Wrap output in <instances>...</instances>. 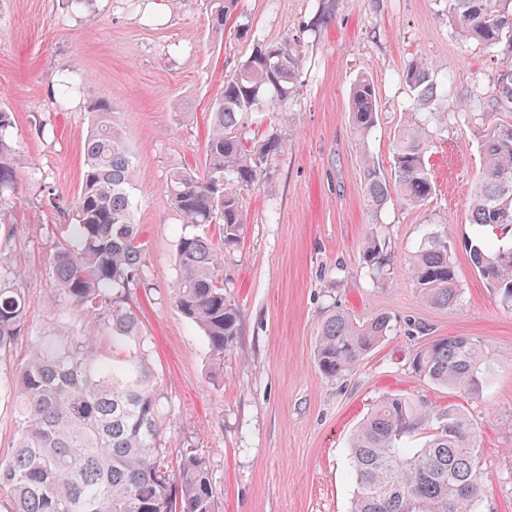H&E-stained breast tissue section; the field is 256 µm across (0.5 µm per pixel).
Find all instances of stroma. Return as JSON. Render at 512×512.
Wrapping results in <instances>:
<instances>
[{"instance_id": "35a3bbf8", "label": "stroma", "mask_w": 512, "mask_h": 512, "mask_svg": "<svg viewBox=\"0 0 512 512\" xmlns=\"http://www.w3.org/2000/svg\"><path fill=\"white\" fill-rule=\"evenodd\" d=\"M239 0L223 35L209 25L208 0H94L68 11L62 0H0V108L13 114L24 165L0 224L15 248L9 264L29 270L28 334L10 354L21 364L35 336H63L72 318L45 305L49 261L65 231V206L81 189L90 103L114 102L136 166L135 220L147 284L135 302L152 340L151 364L164 396L167 461L185 449L209 464L215 512H350L352 432L379 398L397 394L467 418L482 451L485 490L478 512H512V307L478 275L469 248L478 236L468 204L482 171L479 130L512 122L496 101L502 52L461 36L447 0ZM254 34L243 40L237 21ZM301 38L303 61L287 113L260 104L245 120L253 144L282 139L262 163L257 187L243 191L247 224L224 254V292L239 313L238 334L215 359L172 301L182 226L166 188L175 168L204 165L210 107L224 77L249 57L254 40ZM435 70L456 120L432 122L415 109L403 71L413 58ZM84 79L66 106L57 80ZM369 77L378 121L365 138L351 125L349 92ZM427 127L426 165L435 185L424 205L392 194L378 216L364 202L365 156L388 168L401 125ZM445 231L453 245L462 299L440 309L407 280L409 256L424 236ZM385 244L372 277L360 244L369 231ZM342 310L357 321L385 313L394 333L333 378L316 366L319 327ZM429 327V335L416 325ZM471 336L486 351L482 391L466 395L417 375L415 350L427 339Z\"/></svg>"}]
</instances>
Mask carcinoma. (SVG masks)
Returning a JSON list of instances; mask_svg holds the SVG:
<instances>
[{"label":"carcinoma","instance_id":"carcinoma-1","mask_svg":"<svg viewBox=\"0 0 512 512\" xmlns=\"http://www.w3.org/2000/svg\"><path fill=\"white\" fill-rule=\"evenodd\" d=\"M237 0H209L212 30L224 24ZM448 17L463 34L489 48L506 46L498 98L512 105V0H448ZM298 41L254 44L240 69L224 78L210 112L204 169H176L167 189L186 231L179 236L173 303L222 357L238 333L239 312L224 297V251L237 246L246 224L241 190L263 175L258 161L282 149L269 138L258 148L243 135L244 120L260 100L288 111ZM405 82L415 104L448 121L458 108L445 99L435 71L409 61ZM83 183L68 216L71 233L56 241L49 266L50 304L75 317L65 339L37 336L28 359L15 369L9 393L19 406L17 432L0 462V497L12 512H214L206 459L181 454L178 473L168 470L162 447L164 396L150 362L148 338L133 308L132 291L145 287L143 243L133 219L134 162L107 100L89 106ZM350 112L359 135L374 127L378 104L373 83L352 88ZM11 113L0 110V220L17 183L21 152L13 141ZM423 127L398 130L390 165L395 187L408 204L432 193ZM483 171L469 206L470 223L483 242L470 260L506 303H512V124L481 130ZM380 166L365 160L366 206L372 216L390 199ZM370 272L384 268L379 237L361 244ZM413 288L429 304L457 305L461 288L452 246L442 231L428 234L407 266ZM29 275L0 260V356L27 333ZM393 330L378 314L360 323L338 311L320 325L317 366L339 375ZM481 344L448 336L416 350L414 371L465 393L483 388ZM427 431L419 448L408 439ZM357 494L351 512H474L484 488L481 449L467 419L455 410H433L404 397L381 398L359 424L350 444Z\"/></svg>","mask_w":512,"mask_h":512}]
</instances>
